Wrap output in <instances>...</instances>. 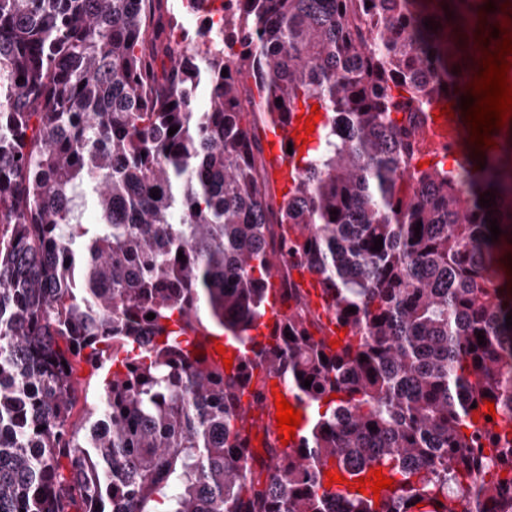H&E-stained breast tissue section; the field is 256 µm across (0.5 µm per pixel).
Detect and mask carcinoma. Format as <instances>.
<instances>
[{"instance_id":"1","label":"carcinoma","mask_w":512,"mask_h":512,"mask_svg":"<svg viewBox=\"0 0 512 512\" xmlns=\"http://www.w3.org/2000/svg\"><path fill=\"white\" fill-rule=\"evenodd\" d=\"M184 4L203 25L177 52L169 0H0V512H512V136L417 167L432 103L468 96L477 21L512 0ZM315 105L277 204L244 119ZM219 330L229 371L188 350ZM109 349L123 370L76 424L66 368ZM271 376L293 447L260 426ZM331 468L393 490L336 493Z\"/></svg>"}]
</instances>
